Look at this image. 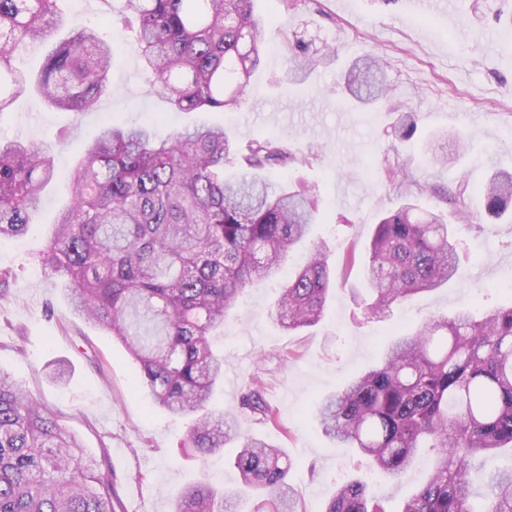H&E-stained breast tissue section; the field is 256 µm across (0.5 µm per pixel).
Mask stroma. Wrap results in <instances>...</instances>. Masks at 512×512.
Masks as SVG:
<instances>
[{"label": "stroma", "instance_id": "1", "mask_svg": "<svg viewBox=\"0 0 512 512\" xmlns=\"http://www.w3.org/2000/svg\"><path fill=\"white\" fill-rule=\"evenodd\" d=\"M271 15L254 74L238 109L175 112L129 39L116 47L110 92L90 112L75 115L19 97L0 115V142L50 146L69 170L104 120L149 124L156 136L196 124H221L239 146L273 136L295 155L288 175L317 186L321 207L310 239L324 244L336 268L321 321L295 333L275 317L279 290L250 289L224 325V382L215 401L235 408L252 376L264 382L278 425L242 420L244 430L283 448L296 462L288 481L301 512H324L341 481L367 480L372 496L402 501L427 475L419 457L408 476L390 481L368 474L361 456L341 448L318 426V402L376 366L393 335L424 318L467 309L474 314L512 305V221L489 215L479 191L495 170L512 171V59L499 52L512 30V0H459L456 15L416 11L411 0H254ZM482 33L473 40L469 29ZM298 35L309 53L336 49V58L302 84L290 82L284 39ZM387 64L388 101L377 110L357 103L345 85L348 66L368 52ZM417 130L401 139L400 126ZM445 154L449 163H437ZM463 198L472 229L463 245L479 243L477 259L461 263L443 288L415 295L374 318L361 265H348L386 212L405 202L454 218L450 196ZM68 203L64 183L43 192L34 225L20 239L0 238V270L11 273L0 294V371L59 411L86 449L90 465L105 463L117 505L129 512H168L187 483L207 473L229 492L241 486L236 450L226 446L208 467L180 446L186 430L133 383L137 366L110 331L77 317L62 278L43 268L38 253Z\"/></svg>", "mask_w": 512, "mask_h": 512}]
</instances>
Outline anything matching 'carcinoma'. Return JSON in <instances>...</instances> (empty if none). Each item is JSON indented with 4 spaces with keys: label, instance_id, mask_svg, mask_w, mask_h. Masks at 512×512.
Instances as JSON below:
<instances>
[{
    "label": "carcinoma",
    "instance_id": "cac0c4a2",
    "mask_svg": "<svg viewBox=\"0 0 512 512\" xmlns=\"http://www.w3.org/2000/svg\"><path fill=\"white\" fill-rule=\"evenodd\" d=\"M60 2L0 0V114L28 89L76 115L109 92V19L69 32L37 73L14 67L17 53L64 25ZM117 21L179 112L239 105L262 63L267 20L253 0H122ZM287 51L302 69L317 65L301 40ZM347 85L363 101L386 98L381 59L361 56ZM236 161L240 173L226 177L225 166ZM294 162L270 138L252 140L243 152L221 126L186 127L158 140L147 126L107 121L78 155L68 176L70 203L40 253L44 268L67 280L75 313L112 332L139 365L136 388L187 421V447L200 462L238 445L242 487L229 495L202 478L176 497L171 512H224L230 498L252 495L267 512H299L288 483L295 462L239 423L277 421L262 380L251 378L236 412L212 407L224 379L213 336L245 290L280 279L316 223L319 200L310 187L263 176ZM55 176L43 146L0 143V237L26 232ZM482 194L490 215L505 214L512 172L493 174ZM470 228L420 214L413 204L383 217L365 247L369 308L384 313L447 284L461 259L460 233ZM332 287L329 253L312 244L305 264L281 283L280 326L293 333L316 324ZM317 417L326 436L390 480L429 449L428 476L399 512H475L472 461L512 452V306L422 321L391 341L377 366L323 398ZM82 458L62 415L0 373V512H114L108 469ZM485 486L482 512H512V466ZM325 512L391 510L347 481Z\"/></svg>",
    "mask_w": 512,
    "mask_h": 512
}]
</instances>
